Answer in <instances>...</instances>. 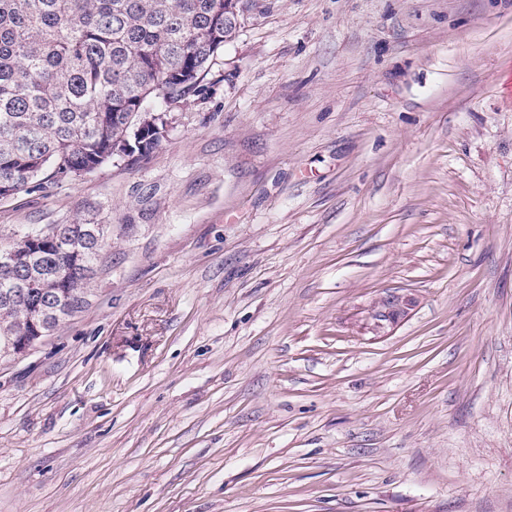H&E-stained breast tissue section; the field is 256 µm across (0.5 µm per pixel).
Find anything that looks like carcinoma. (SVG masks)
<instances>
[{
  "label": "carcinoma",
  "instance_id": "carcinoma-1",
  "mask_svg": "<svg viewBox=\"0 0 512 512\" xmlns=\"http://www.w3.org/2000/svg\"><path fill=\"white\" fill-rule=\"evenodd\" d=\"M225 0H0V185L46 192L74 172L157 147L134 140L137 112H163L202 91L239 26ZM99 225H68L70 242L28 255V278L63 292L67 317L88 304ZM0 269V352L37 303Z\"/></svg>",
  "mask_w": 512,
  "mask_h": 512
}]
</instances>
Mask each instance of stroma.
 <instances>
[{
    "label": "stroma",
    "mask_w": 512,
    "mask_h": 512,
    "mask_svg": "<svg viewBox=\"0 0 512 512\" xmlns=\"http://www.w3.org/2000/svg\"><path fill=\"white\" fill-rule=\"evenodd\" d=\"M511 80L512 0H253L148 155L0 200L112 227L0 512H512ZM413 298L398 294L388 295L381 300L380 309L375 314L377 321L394 322L400 315L407 312L412 306Z\"/></svg>",
    "instance_id": "stroma-1"
}]
</instances>
